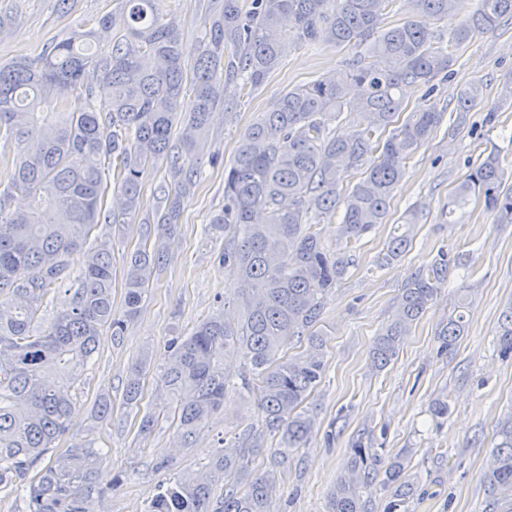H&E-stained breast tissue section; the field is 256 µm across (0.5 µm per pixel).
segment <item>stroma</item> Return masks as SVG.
<instances>
[{
    "label": "stroma",
    "mask_w": 512,
    "mask_h": 512,
    "mask_svg": "<svg viewBox=\"0 0 512 512\" xmlns=\"http://www.w3.org/2000/svg\"><path fill=\"white\" fill-rule=\"evenodd\" d=\"M221 0H163L189 48L203 39L210 12ZM125 0H0L9 33L0 35V63L33 58L69 37L82 19L110 15L122 27ZM348 49L324 44L294 46L266 82L247 90L210 121L207 147L197 160L198 186L186 200L179 221L163 240L165 266L150 285L139 314L121 338L104 330L99 350L76 382L71 415L72 440L105 449L98 474L102 495L93 497V512H149L161 484L169 477L198 470L225 446L261 434L263 446L249 456V469L270 473L277 494L270 512H328L329 499L355 447L368 461L385 469L402 460L413 486L408 512H494L488 487L497 425L512 410V358L497 348L500 314L512 303V223L488 211L483 201L470 203L456 223L448 221V196L489 153L504 159L506 186H512V22L473 38L453 60V76L438 98L446 106L442 123L408 160L394 192L387 223L375 225L354 246L355 266L324 295L317 324L325 340V370L305 402L315 417V433L306 447L276 463L277 437L262 435V415L254 395L230 387L224 406L198 434L193 447H178L174 428L159 418L141 434L142 416L167 403L156 389L169 340L185 337L215 313L240 321L244 306L235 296L236 280L219 263L223 238L209 229L224 207V168L245 129L268 111L288 89L326 78L340 68ZM481 86L483 96L457 129L456 94L465 84ZM497 119L485 120L488 108ZM171 178L158 160L142 184L139 211L129 224H99L93 237L112 240V303L122 312L125 264L145 241L148 225L166 206ZM418 219L410 228L412 244L399 260L380 265L390 236L408 211ZM458 255L426 312L403 336L398 357L385 368L373 362L375 341L392 318L406 280L426 269L440 253ZM470 291L467 326L452 348L442 346L439 331L452 311L458 289ZM146 361L139 406L124 402L131 366ZM102 396L112 401V421L93 425L92 406ZM447 403V417L435 415ZM173 461L171 472L155 471L156 459ZM120 484H113L114 476Z\"/></svg>",
    "instance_id": "stroma-1"
}]
</instances>
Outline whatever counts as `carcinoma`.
Listing matches in <instances>:
<instances>
[{"label": "carcinoma", "instance_id": "cac0c4a2", "mask_svg": "<svg viewBox=\"0 0 512 512\" xmlns=\"http://www.w3.org/2000/svg\"><path fill=\"white\" fill-rule=\"evenodd\" d=\"M162 0H126L124 31L111 18L82 21L73 36L35 58L0 63V147L12 153L10 186L0 192V491L20 488L27 512H87L97 492L96 473L105 454L88 444L60 447L70 434L73 384L98 350L104 328L124 335L126 322L142 307L150 282L160 275V248L142 249L126 261L124 312L112 310V244L90 241L101 222L125 224L140 208V189L154 163L166 161L172 179L168 205L157 219L156 239L170 233L197 185L196 156L205 147L211 114L218 106L257 88L277 69L292 45L318 43L355 50L336 73L310 86L292 88L244 132L224 171V210L211 229L224 234L222 264L237 270L236 290L245 313L229 322L218 313L191 335L166 347L168 365L160 387L174 396L171 406L177 441L193 439L209 416L224 405L229 376L222 359L241 350L258 376L256 399L263 431L278 434L275 449L285 459L306 445L312 417L300 411L324 372L323 343L310 334V352L284 358L288 341L303 335L321 315V296L336 287L351 263V251L376 224L386 221L393 191L407 160L439 127L443 112L435 94L448 81L453 53L437 38L433 24L458 15L470 0H223L208 21L197 48L183 42L176 22L160 9ZM406 20L382 27L394 8ZM512 20V0H476L475 10L454 29L459 51L503 19ZM108 37L110 55L100 57L92 42ZM361 88L355 104L347 87ZM424 90L421 103L396 129L402 112L401 86ZM84 89L85 112H69V95ZM482 98L469 84L457 93L459 122ZM349 112L347 138L328 132V122ZM371 166L351 187L346 174ZM112 159L113 179L123 199L118 213H102L104 165ZM500 155L477 164L448 200V214L473 196L502 216H512V186H504ZM20 193L23 211L9 209ZM318 219L340 217V250L332 251L312 231ZM80 271L71 301L42 329L35 315L59 281ZM457 258L447 253L407 280L390 323L378 336L374 358L393 360L413 322L425 311ZM467 294L440 336L452 347L464 331ZM499 349L512 355V304L501 315ZM144 364L133 366L126 401L140 397ZM100 424L112 421L109 398L95 402ZM48 455L50 465L41 466ZM489 487L512 512V414L501 420L493 450ZM351 477L336 486L329 512H364L359 485L371 478L361 455ZM404 467L386 468L385 487H395L387 512H405L411 487ZM249 480L242 494L237 480ZM230 486L212 504L213 485ZM273 481L249 477L245 454L224 452L205 472L163 487L151 512H269Z\"/></svg>", "mask_w": 512, "mask_h": 512}]
</instances>
